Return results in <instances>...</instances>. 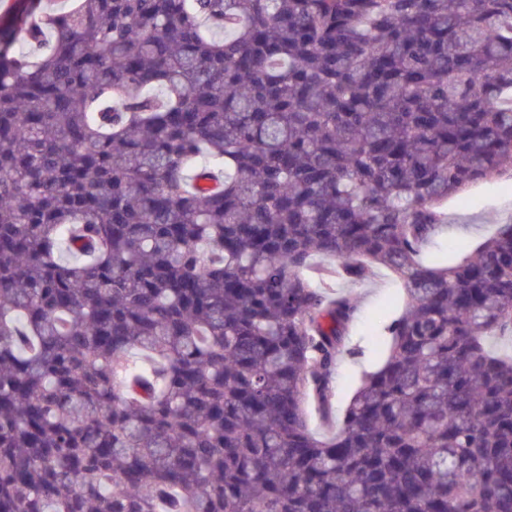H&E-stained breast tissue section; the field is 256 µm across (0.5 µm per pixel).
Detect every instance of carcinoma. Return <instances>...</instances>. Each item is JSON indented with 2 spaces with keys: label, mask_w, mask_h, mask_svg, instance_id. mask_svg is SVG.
I'll return each mask as SVG.
<instances>
[{
  "label": "carcinoma",
  "mask_w": 512,
  "mask_h": 512,
  "mask_svg": "<svg viewBox=\"0 0 512 512\" xmlns=\"http://www.w3.org/2000/svg\"><path fill=\"white\" fill-rule=\"evenodd\" d=\"M0 28V512H512V0H31ZM324 256L333 268L315 267ZM407 305L339 427L351 284ZM442 210L447 228L430 252L451 265L491 238L499 224H512L511 172L470 185L448 198Z\"/></svg>",
  "instance_id": "carcinoma-1"
}]
</instances>
